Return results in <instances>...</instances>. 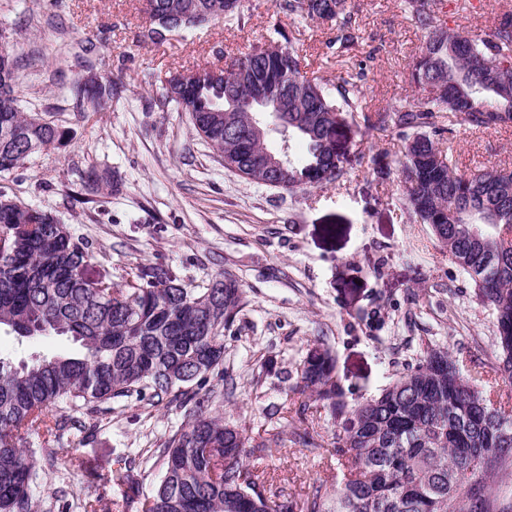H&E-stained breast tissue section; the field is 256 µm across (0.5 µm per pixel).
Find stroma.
<instances>
[{"mask_svg":"<svg viewBox=\"0 0 512 512\" xmlns=\"http://www.w3.org/2000/svg\"><path fill=\"white\" fill-rule=\"evenodd\" d=\"M348 6L359 39L341 53L334 25L286 16L275 0H242L241 21L222 18L161 44L145 36L142 0H0V26L12 30L10 48L24 63L17 95L26 110L62 106L63 86L92 74L121 86L99 111L68 118L66 144L0 176V190L52 211L82 237L90 279L119 284L160 275L194 288L224 274L240 283L243 307L224 332L223 369L234 389L225 391L214 375L206 386L215 392L214 410L251 438L267 428V409L280 407L282 442L256 465L271 491L297 500L348 471L331 452L337 427L319 406L310 405L307 420L319 450L291 441L302 399L288 386L314 346L333 352L336 380L351 402L378 394L427 348L440 346L470 384L512 410V383L495 371L492 308L430 226L402 207L403 143L395 132L371 138L388 177L356 165L332 185L288 191L226 169L188 113L147 107L170 72L222 67L283 36L308 76L332 84L362 73L368 104L410 95V67L427 30L404 0ZM510 10L512 0H437L448 26L475 35ZM86 40L96 45L90 69L64 49ZM436 142L458 174L512 167V124L458 129ZM91 168L121 180V192L87 195L80 174ZM181 421L178 407L132 396L112 402L95 429L66 430L54 464L36 463L32 493L41 512H58L62 494L98 500L100 512H124V491L112 483L117 458L160 447ZM73 451L81 468L68 463Z\"/></svg>","mask_w":512,"mask_h":512,"instance_id":"obj_1","label":"stroma"}]
</instances>
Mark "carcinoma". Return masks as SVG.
<instances>
[{"label": "carcinoma", "instance_id": "1", "mask_svg": "<svg viewBox=\"0 0 512 512\" xmlns=\"http://www.w3.org/2000/svg\"><path fill=\"white\" fill-rule=\"evenodd\" d=\"M146 33L163 43L174 24L201 28L220 17L238 16V0H155ZM347 0H276L280 12L336 23V44L347 50L356 35ZM407 11L429 33L411 70L421 92L368 112L360 77H340L333 87L308 79L291 39L255 47L217 76L207 67L196 77L171 74L156 93L155 106L176 105L211 147L236 164V173L265 186L283 180L293 191L333 184L343 163L370 159L373 172L387 167L370 155L371 133L391 129L404 141L398 161L403 208L431 226L448 257L497 313L499 366L512 382V169L454 172L431 136L446 113L448 131L512 122V13H504L481 36L449 28L433 0H406ZM18 60L0 44V175L68 136L64 120L24 112L15 95ZM118 90L107 76L98 83L76 80L66 100L84 117ZM360 120L359 147L348 152L339 129ZM268 133L253 138L251 122ZM295 140L306 146L284 166L266 165V153ZM0 330L34 342L69 336L75 351H34L17 364L0 357V512H39L31 494L32 454L22 436L41 438L50 460L53 444L72 424L96 426L112 400L133 393L168 400L182 409L180 427L163 447L142 451L143 463L161 462L163 476L152 494L140 498L145 473L122 457L112 481L141 512H512L501 499L512 488L497 484L512 467V411L494 406L459 372L448 350L429 348L381 393L349 403L334 379L335 360L314 347L290 390L314 398L342 425L334 451L350 468L334 488L320 484L296 501L266 493L264 472L249 459L282 442L279 432L259 439L212 411L202 391L208 374L224 361V328L243 305L242 289L219 276L223 288H187L172 280L91 282L81 270L87 244L57 215L0 191Z\"/></svg>", "mask_w": 512, "mask_h": 512}]
</instances>
